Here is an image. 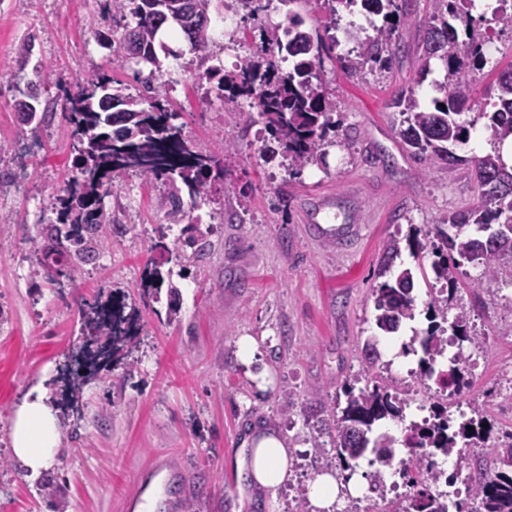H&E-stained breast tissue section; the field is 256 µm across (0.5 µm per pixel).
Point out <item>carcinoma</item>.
<instances>
[{
	"label": "carcinoma",
	"mask_w": 512,
	"mask_h": 512,
	"mask_svg": "<svg viewBox=\"0 0 512 512\" xmlns=\"http://www.w3.org/2000/svg\"><path fill=\"white\" fill-rule=\"evenodd\" d=\"M213 0H110L112 20L132 18L133 25L124 26L122 58L137 66L134 78L143 94L124 92L112 76L97 73L77 85V91H64L66 121L71 127L70 140L74 166L78 175L56 198V223L49 226L40 254L56 253L66 262L50 265L39 261V275L48 282L72 281L83 265L92 261L106 239L101 225L111 223L104 209V199L112 191L114 174L129 170L169 185L165 217L169 224L185 220L182 194L195 200L208 194L212 182L224 177L219 156L230 152L224 146L205 154L195 150L177 123L181 114L171 108L169 100L156 86L165 73L164 57L178 58L164 43L159 33L170 30L187 44L188 50L206 64L213 58L216 43L211 26ZM329 16L325 31L336 28L340 11L354 13L366 9L382 18V24L372 25L371 32L358 42L356 53L336 56V37L328 38L304 27L297 15H288V25L261 29L262 56L258 60L244 59L239 66L225 70L209 66L198 78L212 83L217 94L235 102L244 99L248 111L246 121L261 123L272 141L266 152L283 159L291 176L299 175L309 165L327 168V147L336 144L329 133L336 132L334 105L329 99L324 59L336 60L349 74L366 69L384 71L390 67L393 41L407 12L401 0H320ZM431 13L426 22V37L417 53L418 70H427L434 58L444 63L446 74L436 86L437 96L425 105L413 88L402 90L392 107L399 112V135L412 156L420 163H442L452 169L471 164L479 192L477 207L447 216L425 231L417 230L408 238L411 254L418 258L425 253L434 256L431 275H422L424 282L448 288V294L458 291V270L466 264L482 268L484 276H497L502 261L512 259V168L503 162L500 151L478 154L469 159L456 154L453 148L467 145L477 131L478 121L491 132L497 145L512 140V68L501 72L495 82L494 102L478 109L476 118L469 120L473 98L471 79L463 71L466 59L483 58L482 51L470 38L459 37L453 22L472 17V0H430ZM286 56L288 68L279 64ZM26 97L21 102L26 123H41L46 113L38 112V85L26 82L16 86ZM211 227L188 224L184 236L173 247L160 242L158 246L180 257L187 253L199 256L204 252L200 241L210 234ZM164 283L158 268L149 270L141 280L144 291L159 294ZM416 277L404 268L393 279L373 290L376 310L375 324L384 335L397 333L407 320L415 317ZM430 325L423 334L413 335L404 344L405 352L422 351L421 377L432 373L435 358L444 350L441 323L448 321V307L433 298L428 304ZM82 344L76 361L80 368L94 374L97 365L110 363L126 343L140 333L136 305L126 295L115 294L83 303L79 310ZM468 319L462 313L455 316L451 328L458 341L459 354L448 367L455 389L464 386L459 364L469 359L463 343L478 346L479 341L467 331ZM83 378L79 371L65 378L61 398L62 409L74 403V381ZM346 406L333 420L327 434L338 455L352 461L371 451L379 468L368 475L377 499L385 500L382 469L392 465L396 449L424 448L426 454L412 452L403 463V476L408 478L413 493L407 501L388 502V512H448L440 502L442 494L433 491L439 475L425 455L461 453L473 445L478 431L472 429L475 420L455 424L448 410L438 413V421L424 426H411L403 439L388 434L374 435L377 424L387 418L402 417L407 404V392L383 382L365 388L349 384L344 388ZM493 471H487L482 461L466 477L469 493L477 500L472 512H512V442L493 449Z\"/></svg>",
	"instance_id": "1"
}]
</instances>
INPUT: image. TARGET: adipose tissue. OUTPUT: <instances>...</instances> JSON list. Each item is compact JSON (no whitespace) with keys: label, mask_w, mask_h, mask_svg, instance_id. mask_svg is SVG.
Listing matches in <instances>:
<instances>
[{"label":"adipose tissue","mask_w":512,"mask_h":512,"mask_svg":"<svg viewBox=\"0 0 512 512\" xmlns=\"http://www.w3.org/2000/svg\"><path fill=\"white\" fill-rule=\"evenodd\" d=\"M60 442L59 419L46 387L29 392L16 406L10 433L13 455L33 475L46 471L53 463ZM244 460L252 486L276 495L290 475V451L274 435H261L250 442Z\"/></svg>","instance_id":"adipose-tissue-1"}]
</instances>
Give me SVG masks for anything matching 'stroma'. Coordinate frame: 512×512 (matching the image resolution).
Instances as JSON below:
<instances>
[{
	"label": "stroma",
	"mask_w": 512,
	"mask_h": 512,
	"mask_svg": "<svg viewBox=\"0 0 512 512\" xmlns=\"http://www.w3.org/2000/svg\"><path fill=\"white\" fill-rule=\"evenodd\" d=\"M389 69L350 77L325 61L330 92L347 129L345 146L332 147L327 168L307 167L290 177L264 153L260 124L235 118L232 103L199 85L198 66L181 42L168 62L176 84L169 96L184 132L202 152L233 145L224 177L207 197L185 200L187 221L211 220L213 249L201 262H170L178 295L143 294L140 281L159 261L154 245L173 242L161 182L127 171L112 181L105 200L116 224L107 249L111 263L86 264L64 285L43 284L30 294L41 229L55 219L54 203L75 168L65 100L48 87L40 126L18 117L13 74L25 41L34 59L73 83L106 72L138 94L132 68L103 48L96 31L121 36L104 0H0V173L21 176L0 197V512H126L127 500L155 489L156 512H175L194 482L200 512H318L310 499L315 477L333 469L335 452L321 425L345 404L343 388L377 380L407 385L406 362L382 349L367 369L362 349L376 335L372 290L391 238L406 240L445 214L479 202L471 170L418 163L398 135L391 101L416 77L414 52L424 38L429 0H407ZM486 64L473 71L474 99L483 104L499 71L512 66V38L496 36ZM119 290L138 309L142 331L123 360L99 367L77 390L76 435H62L52 468L57 492L36 494L10 451L13 411L44 377H59L81 343L78 309L96 294ZM181 323L167 324L169 308ZM466 314L481 345L463 366L468 382L457 396L464 410L483 409L488 426L477 447L456 458L466 475L512 431V274L485 278L465 265L449 316ZM257 342L244 364L237 341ZM136 362L133 377L126 363ZM272 431L287 443L293 474L269 508L238 467L242 443ZM166 464L154 481L149 466Z\"/></svg>",
	"instance_id": "obj_1"
}]
</instances>
